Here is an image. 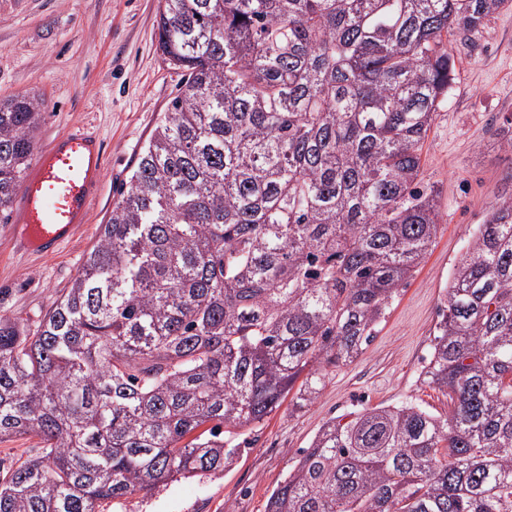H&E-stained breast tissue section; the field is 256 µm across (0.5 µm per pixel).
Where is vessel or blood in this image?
Here are the masks:
<instances>
[{
	"instance_id": "vessel-or-blood-1",
	"label": "vessel or blood",
	"mask_w": 512,
	"mask_h": 512,
	"mask_svg": "<svg viewBox=\"0 0 512 512\" xmlns=\"http://www.w3.org/2000/svg\"><path fill=\"white\" fill-rule=\"evenodd\" d=\"M103 169L100 138L77 124L38 153L18 193L17 230L28 251L55 254L87 223Z\"/></svg>"
}]
</instances>
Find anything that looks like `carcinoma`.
Listing matches in <instances>:
<instances>
[{
    "label": "carcinoma",
    "mask_w": 512,
    "mask_h": 512,
    "mask_svg": "<svg viewBox=\"0 0 512 512\" xmlns=\"http://www.w3.org/2000/svg\"><path fill=\"white\" fill-rule=\"evenodd\" d=\"M511 1L161 0L179 94L39 328L0 317V442H43L0 512L222 472L238 429L352 362L437 235L419 176L448 37ZM39 116L0 101L1 214ZM421 377L448 414L329 419L267 512H512V196L452 266Z\"/></svg>",
    "instance_id": "cac0c4a2"
}]
</instances>
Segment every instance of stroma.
Returning a JSON list of instances; mask_svg holds the SVG:
<instances>
[{
	"label": "stroma",
	"instance_id": "stroma-1",
	"mask_svg": "<svg viewBox=\"0 0 512 512\" xmlns=\"http://www.w3.org/2000/svg\"><path fill=\"white\" fill-rule=\"evenodd\" d=\"M160 0H0V100L40 102L34 148L70 125L103 144L104 181L89 221L53 257L24 250L0 223V316L34 332L82 269L117 191L182 86L158 49ZM457 75L422 148L421 184L440 214L435 241L373 340L348 365L327 368L310 402L288 395L261 423L238 431L244 451L230 469L105 500L99 512H266L272 490L330 418L412 401L443 415L448 401L419 375L444 289L474 229L512 194V8L451 44Z\"/></svg>",
	"mask_w": 512,
	"mask_h": 512
}]
</instances>
